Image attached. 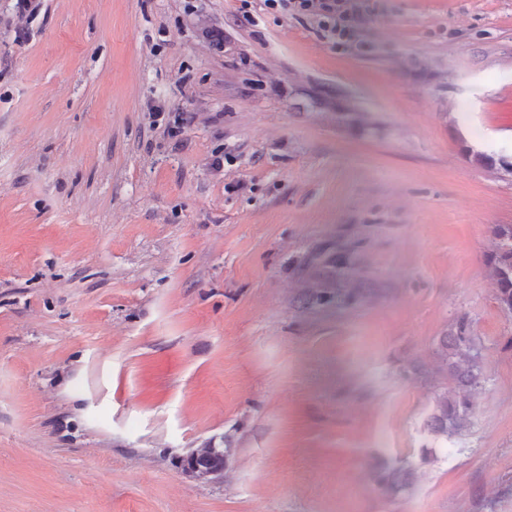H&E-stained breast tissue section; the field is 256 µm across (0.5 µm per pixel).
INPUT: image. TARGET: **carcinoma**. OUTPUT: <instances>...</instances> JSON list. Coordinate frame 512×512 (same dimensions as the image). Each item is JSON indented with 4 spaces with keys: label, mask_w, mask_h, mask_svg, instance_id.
<instances>
[{
    "label": "carcinoma",
    "mask_w": 512,
    "mask_h": 512,
    "mask_svg": "<svg viewBox=\"0 0 512 512\" xmlns=\"http://www.w3.org/2000/svg\"><path fill=\"white\" fill-rule=\"evenodd\" d=\"M493 247L486 255L496 282V300L501 308L512 312V225L497 224L492 228ZM448 369L458 382V391L441 400L431 417L434 433L448 436L459 430L472 409L470 395L480 384L482 372L479 358L473 353L467 320L460 319L441 341Z\"/></svg>",
    "instance_id": "1"
}]
</instances>
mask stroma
<instances>
[{
    "instance_id": "obj_1",
    "label": "stroma",
    "mask_w": 512,
    "mask_h": 512,
    "mask_svg": "<svg viewBox=\"0 0 512 512\" xmlns=\"http://www.w3.org/2000/svg\"><path fill=\"white\" fill-rule=\"evenodd\" d=\"M347 6L0 0V512H512V0ZM345 0H264L267 8L298 13H309L319 18L320 24L330 38L347 36L348 14ZM493 247L486 255L496 282V300L512 312V225L496 224L492 230ZM441 348L448 369L458 382V391L438 403L430 426L434 433L447 439L462 427L471 411L470 395L481 384L482 372L479 358L473 353V338L469 336V325L464 318L456 322L447 336H443ZM210 442L204 444L201 448H193L188 453L180 457V468L186 474L198 479V480H208L212 476L217 475L220 471L202 468L199 466H195L193 461L196 457L209 452L212 448Z\"/></svg>"
}]
</instances>
